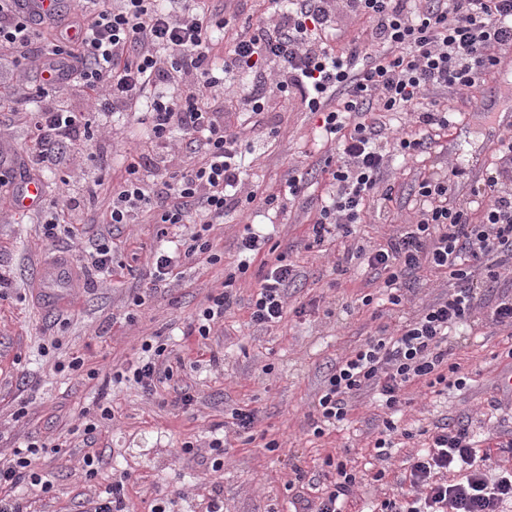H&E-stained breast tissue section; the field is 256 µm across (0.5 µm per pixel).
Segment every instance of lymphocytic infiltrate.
I'll return each instance as SVG.
<instances>
[{
    "label": "lymphocytic infiltrate",
    "mask_w": 512,
    "mask_h": 512,
    "mask_svg": "<svg viewBox=\"0 0 512 512\" xmlns=\"http://www.w3.org/2000/svg\"><path fill=\"white\" fill-rule=\"evenodd\" d=\"M342 15L366 20L369 31L364 41L336 49L330 41ZM226 26L208 0H75L66 17L31 11L29 0H0V71L33 59L46 79L34 95L0 79V112L21 117L28 132L22 164L29 176L41 177L45 167L63 163L79 169L90 157L84 115L72 109L71 91L102 112L141 111L148 123L157 152L130 150L126 177L113 189L103 219L116 231L144 213L157 224L190 225L175 251H154L147 274L152 288L183 260L218 262L209 233L226 212L244 204L270 207L278 200L274 193L242 189L248 142L212 105L224 92L225 76L252 75L243 101L257 117V130H266L264 116L277 109L276 91L300 95L309 111L320 113L337 152L325 163L326 197L308 239L318 246L344 240L362 223L370 201H391V192L379 189L390 151L419 156L434 132L453 126L451 110L428 99V91L474 93L497 65L498 52L512 50V0H427L422 7L415 0H280L275 16L227 42L219 69L213 34ZM176 132L200 162L169 168L165 150ZM497 143L499 155L476 190L484 201L480 220L448 203L462 167L432 169L417 185L413 224L373 250L343 251L342 260H366L396 309L404 304L406 279L420 270L449 274L454 284L446 298L396 328L380 326L332 366L317 401L314 435L347 420L350 398L367 389L395 411L409 386L466 387L467 375L448 361L449 330L471 316L476 263L493 256L499 268H512V135ZM87 203L85 194L62 192L40 212L44 238L54 243L69 234ZM263 244L261 235L246 229L237 242L235 272L200 310L192 335L209 338L233 303L237 276L248 272ZM294 279L285 255L267 262L249 304L252 325L281 322L285 291ZM142 350L145 360L113 369L112 378L150 392L172 380L173 371L160 362L164 344L147 341ZM428 440L405 470L407 490L381 500L373 512H504L512 502V468H488L491 451L481 446L471 421L435 425ZM47 450V444L31 441L0 460V512H22L19 487L49 491L33 466ZM325 464L335 478L306 502L307 512H345L359 479L340 455H327Z\"/></svg>",
    "instance_id": "lymphocytic-infiltrate-1"
}]
</instances>
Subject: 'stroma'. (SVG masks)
<instances>
[{"instance_id":"35a3bbf8","label":"stroma","mask_w":512,"mask_h":512,"mask_svg":"<svg viewBox=\"0 0 512 512\" xmlns=\"http://www.w3.org/2000/svg\"><path fill=\"white\" fill-rule=\"evenodd\" d=\"M215 4L229 21L223 37L215 41L219 56L226 38L271 7L269 0ZM432 97L465 122L436 140L423 161L391 165L382 186L391 190L393 202L372 211L367 223L356 227V239L365 249L413 222L414 188L424 168L445 167L457 151H464L467 166L454 201L465 206L478 173L495 159L497 135L489 113L450 89L435 91ZM85 120L93 152L88 169L101 184L94 206L79 217L82 232L49 246L35 212L0 208V268L10 273L9 285L0 289V458L30 440L62 446L60 453L48 452L36 461L37 470L52 484L50 492L19 491L27 512H83V502L105 494L118 480L127 512H150L154 500L166 497L173 500L174 512H201L203 500L212 497L223 500L224 512H294L299 497L317 496L311 481L329 484L323 461L334 452L347 455L362 479L348 512H365L370 502L393 494L406 460L425 441L424 431L444 419L472 418L474 431L495 443L512 438V391L501 385L503 370L512 367L505 357L512 347V328L490 322L498 298L512 295V275L488 278L487 268L495 263L491 257L475 271L479 290L472 318L450 338L452 360L469 377L466 388L439 395L409 388L399 420L414 437L385 458L377 456L373 441L389 413L370 390L355 397L347 421L314 436L315 401L336 360L379 326L416 315L447 295L448 284L423 271L407 280L402 312L378 300L366 306L362 299L373 291V273L366 263L355 258L346 268H337L343 247L336 240L308 248L309 222L325 192L320 170L335 156L336 147L321 137L318 115L299 98L269 114L278 132L254 142L245 157L244 179L247 187L276 193L296 169L306 175L304 192L280 215L240 208L227 213L211 233L223 254L221 262H183L166 284L148 293L143 285L151 252L169 247L185 229L171 225L163 231L141 217L114 236L111 273L91 279L83 274L91 250L87 227L120 182L129 150L152 147L146 126L133 113L90 111ZM249 223L269 235L264 258L284 252L295 266L283 320L271 328L249 322L248 302L264 260L258 258L235 282L237 304L225 312L209 340H201L191 335L190 326L207 297L221 292L225 274L236 264L237 240ZM50 269L63 271V278H46ZM141 292L146 302L133 308L130 300ZM55 337L61 348L44 353L43 344ZM147 340L166 344L174 385L193 388L191 406H174L172 387L148 393L128 382L105 384L113 368L142 358L141 345ZM75 356L84 361L82 371H54V362ZM102 404L111 407L113 417L98 422L95 449L103 462L90 477L83 463L87 447L75 429L84 423L83 411H96ZM236 408L255 411L252 431L225 428ZM220 427L229 446L224 467L216 472L208 443ZM272 439L280 442L279 450L267 449ZM186 442L193 443L192 453H182ZM380 470L385 479L374 481Z\"/></svg>"}]
</instances>
